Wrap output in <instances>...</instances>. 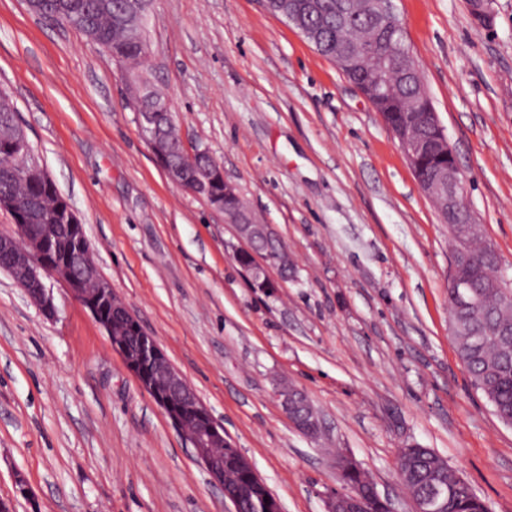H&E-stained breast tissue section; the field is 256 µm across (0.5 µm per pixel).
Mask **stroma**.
Instances as JSON below:
<instances>
[{
    "label": "stroma",
    "instance_id": "35a3bbf8",
    "mask_svg": "<svg viewBox=\"0 0 512 512\" xmlns=\"http://www.w3.org/2000/svg\"><path fill=\"white\" fill-rule=\"evenodd\" d=\"M512 288V0H394ZM152 77L190 143L295 264L253 287L221 212L155 160L111 57L0 0V93L81 221L103 278L186 377L283 512H324L332 452L396 512L400 448L432 449L512 512V427L469 379L448 312L451 234L378 112L261 0H153ZM45 317L0 270V500L11 512H230L88 309L53 281ZM303 392L318 434L277 394ZM27 494H19L17 479Z\"/></svg>",
    "mask_w": 512,
    "mask_h": 512
}]
</instances>
